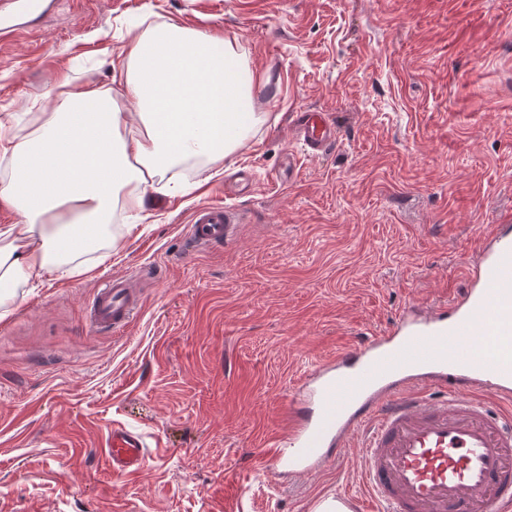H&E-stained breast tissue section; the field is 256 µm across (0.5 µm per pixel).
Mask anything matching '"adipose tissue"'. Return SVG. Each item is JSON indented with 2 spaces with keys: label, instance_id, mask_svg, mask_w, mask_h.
I'll return each instance as SVG.
<instances>
[{
  "label": "adipose tissue",
  "instance_id": "adipose-tissue-1",
  "mask_svg": "<svg viewBox=\"0 0 512 512\" xmlns=\"http://www.w3.org/2000/svg\"><path fill=\"white\" fill-rule=\"evenodd\" d=\"M237 37L170 22L129 33L118 87L68 74L52 109L19 134L0 122V201L18 221L0 226V318L18 285L45 270L79 274L78 258L105 237L116 208L140 211L148 187L190 157L218 162L259 118L248 112L255 74ZM135 105L137 120L121 112Z\"/></svg>",
  "mask_w": 512,
  "mask_h": 512
}]
</instances>
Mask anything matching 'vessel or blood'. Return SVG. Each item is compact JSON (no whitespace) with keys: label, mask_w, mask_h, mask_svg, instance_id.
<instances>
[{"label":"vessel or blood","mask_w":512,"mask_h":512,"mask_svg":"<svg viewBox=\"0 0 512 512\" xmlns=\"http://www.w3.org/2000/svg\"><path fill=\"white\" fill-rule=\"evenodd\" d=\"M0 24L28 27L36 0H9ZM294 136L305 152L325 153L339 138L323 112H297ZM240 216L224 205L193 211L196 245L231 242ZM140 309L130 280L97 291L87 313L97 329L128 325ZM442 397L427 401L422 391ZM512 402V227L493 231L465 288L426 315L402 312L392 328L319 359L291 388L283 427L264 452L280 473L305 476L335 460L350 436L364 437L363 493L337 491L341 512H512V414L495 416L480 399ZM113 474L146 461L141 438L109 432Z\"/></svg>","instance_id":"obj_1"}]
</instances>
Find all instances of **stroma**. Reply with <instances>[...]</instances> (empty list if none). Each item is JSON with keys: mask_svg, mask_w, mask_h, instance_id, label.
I'll list each match as a JSON object with an SVG mask.
<instances>
[{"mask_svg": "<svg viewBox=\"0 0 512 512\" xmlns=\"http://www.w3.org/2000/svg\"><path fill=\"white\" fill-rule=\"evenodd\" d=\"M142 19L237 37L266 77L262 122L224 161L169 171L144 212L116 211V246L84 273L18 288L0 319V512H316L361 489L362 439L312 477L263 468L287 391L464 287L512 225V0H54L0 43V121L24 128L62 72L111 86ZM302 110L340 128L321 156L289 139ZM202 204L243 213L234 241L192 246ZM115 276L142 307L92 328ZM115 426L145 445L136 475L102 463Z\"/></svg>", "mask_w": 512, "mask_h": 512, "instance_id": "obj_1", "label": "stroma"}]
</instances>
